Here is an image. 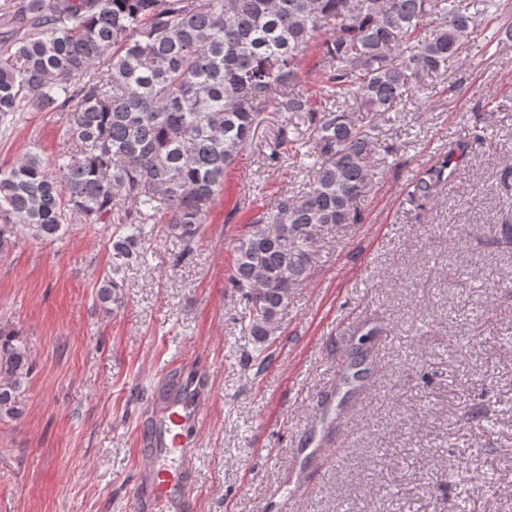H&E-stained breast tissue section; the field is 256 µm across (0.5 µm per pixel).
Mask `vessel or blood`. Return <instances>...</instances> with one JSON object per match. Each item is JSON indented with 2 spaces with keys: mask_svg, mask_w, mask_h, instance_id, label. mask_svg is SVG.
<instances>
[{
  "mask_svg": "<svg viewBox=\"0 0 512 512\" xmlns=\"http://www.w3.org/2000/svg\"><path fill=\"white\" fill-rule=\"evenodd\" d=\"M206 383L204 372L187 375L176 394L156 404L146 438L150 453L130 490L133 512H163L173 504L179 505L183 512H194L192 430L200 421V397Z\"/></svg>",
  "mask_w": 512,
  "mask_h": 512,
  "instance_id": "obj_1",
  "label": "vessel or blood"
}]
</instances>
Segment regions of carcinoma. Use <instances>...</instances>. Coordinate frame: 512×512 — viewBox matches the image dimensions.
<instances>
[{"label":"carcinoma","mask_w":512,"mask_h":512,"mask_svg":"<svg viewBox=\"0 0 512 512\" xmlns=\"http://www.w3.org/2000/svg\"><path fill=\"white\" fill-rule=\"evenodd\" d=\"M433 18L450 24L426 27ZM472 24L458 0H16L0 11V132L30 104L71 119L53 160L63 181L37 152L0 167V249L17 229L58 239L71 211L112 225L113 247L132 253L164 207L184 260L260 115L292 112L315 133L309 181L253 215L229 276L255 312L246 333L263 341L309 280L318 232L360 223L385 131L356 113L390 112L423 76L448 70ZM320 33L316 101L293 84ZM483 142L473 131L410 196L430 202L452 156ZM118 275L104 276L101 303ZM31 371L20 337L0 327V421L21 416Z\"/></svg>","instance_id":"obj_1"}]
</instances>
